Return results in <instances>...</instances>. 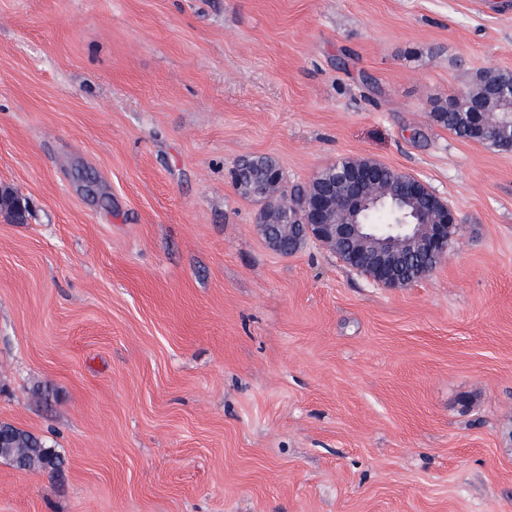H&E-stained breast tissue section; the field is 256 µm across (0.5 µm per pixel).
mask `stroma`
Masks as SVG:
<instances>
[{"mask_svg": "<svg viewBox=\"0 0 512 512\" xmlns=\"http://www.w3.org/2000/svg\"><path fill=\"white\" fill-rule=\"evenodd\" d=\"M0 0V512H512V152L433 122L512 72L491 0ZM246 155L459 222L402 288L270 248ZM13 431L19 437L20 441L16 448H0L2 455L11 457L14 461L21 463L23 469H29L40 465L43 468L53 469V460L51 457L38 455L31 448H44L45 443L33 434L13 428Z\"/></svg>", "mask_w": 512, "mask_h": 512, "instance_id": "stroma-1", "label": "stroma"}]
</instances>
